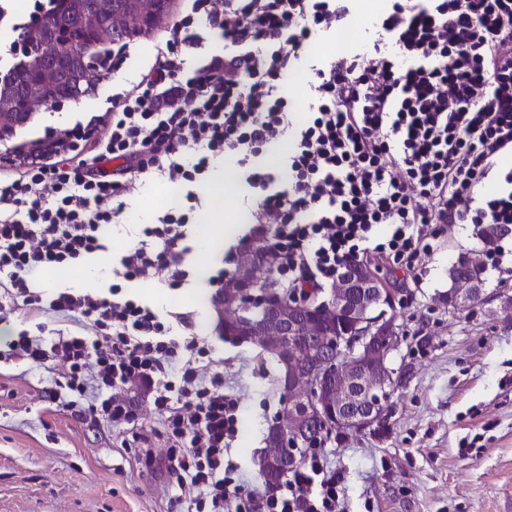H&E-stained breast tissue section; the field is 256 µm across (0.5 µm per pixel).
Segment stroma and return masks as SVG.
<instances>
[{
    "label": "stroma",
    "instance_id": "1",
    "mask_svg": "<svg viewBox=\"0 0 512 512\" xmlns=\"http://www.w3.org/2000/svg\"><path fill=\"white\" fill-rule=\"evenodd\" d=\"M387 7V0H378L376 13L357 14L353 41L339 42L331 32L316 42L286 81L298 113L313 103L310 65L367 40L377 12ZM161 33L157 26L133 39L130 57L104 71L89 95L43 109L37 122L18 131V140L77 126L93 130L106 98L154 62ZM232 173L223 197L207 184L199 190L201 213L220 215L235 230L205 255L197 231H190L185 263L195 275L219 269L234 274L240 242L251 234L249 169L236 164ZM165 191L160 178L146 177L129 198L128 213L140 223H156ZM477 231L474 224L450 226L426 258L420 283L383 275L403 299L397 309L400 343L391 357L403 380L387 403L383 433L350 432L329 439L320 451L339 476L345 512H512V236L486 261L482 301L454 308L440 297L458 256L478 249ZM126 246L123 227H115L108 252L94 260L95 278L84 279L80 268L64 279L47 275L43 291H105L110 263ZM125 293L164 320L188 315L224 371L225 394L238 403L231 458L247 486L258 487L267 421L279 408L275 358L220 335L215 291L197 278L179 288L154 279L129 285ZM57 380L53 370L24 364L0 370V512H181L165 477L136 466L109 424L89 427L44 401Z\"/></svg>",
    "mask_w": 512,
    "mask_h": 512
}]
</instances>
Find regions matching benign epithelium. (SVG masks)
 Returning a JSON list of instances; mask_svg holds the SVG:
<instances>
[{
  "instance_id": "7a95c632",
  "label": "benign epithelium",
  "mask_w": 512,
  "mask_h": 512,
  "mask_svg": "<svg viewBox=\"0 0 512 512\" xmlns=\"http://www.w3.org/2000/svg\"><path fill=\"white\" fill-rule=\"evenodd\" d=\"M94 23L85 24L78 39L77 84L72 91L81 92L85 75L99 67L100 42L92 32ZM46 44L37 53L20 61L29 79L32 103L46 102L44 66L51 58L53 27L46 26ZM37 113L25 106L0 118V142L11 141L20 128L32 123ZM265 250L255 246L242 260L233 278L215 295L213 303L224 312L231 336L256 343L278 355L288 340L303 342L312 336L318 346L308 348L314 356L324 347L342 349L344 365H331L321 360L297 363L288 361L279 379L280 407L268 420L269 448L261 456L259 471L265 474L293 470L300 466L298 448L302 447L308 427L315 419L325 426L334 425L339 432L374 431L385 422L386 394L397 385L389 359L398 345L395 321L400 298L368 273L345 270L336 279L328 295L308 301L297 294L267 286L270 266ZM346 316L352 329L338 336L321 326L331 318Z\"/></svg>"
}]
</instances>
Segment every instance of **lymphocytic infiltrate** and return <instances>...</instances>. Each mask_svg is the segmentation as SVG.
I'll return each instance as SVG.
<instances>
[{
  "label": "lymphocytic infiltrate",
  "instance_id": "lymphocytic-infiltrate-1",
  "mask_svg": "<svg viewBox=\"0 0 512 512\" xmlns=\"http://www.w3.org/2000/svg\"><path fill=\"white\" fill-rule=\"evenodd\" d=\"M353 19L352 0H192L154 63L110 99L91 147L41 145L0 173V291L12 299L0 314L16 308L74 326L0 342V364L52 365L63 384L46 400L81 423L107 421L136 463L165 467L189 512H343L320 458L245 495L230 457L237 403L223 372L203 365L194 334L173 338L170 324L124 293L158 274L185 283L183 204L216 159L249 165L254 234L267 237L289 287L307 293L352 262L385 260L417 281L446 225L512 226V167L499 163L512 148V0H390L359 50L311 66L314 103L297 118L286 76L322 34ZM201 24L221 34L223 50L203 48ZM287 136L282 188L261 159ZM151 173L181 200L134 228L106 292L32 290L105 251ZM92 383L104 392L95 402ZM138 394L159 416L149 435ZM157 438L164 453L153 450Z\"/></svg>",
  "mask_w": 512,
  "mask_h": 512
}]
</instances>
